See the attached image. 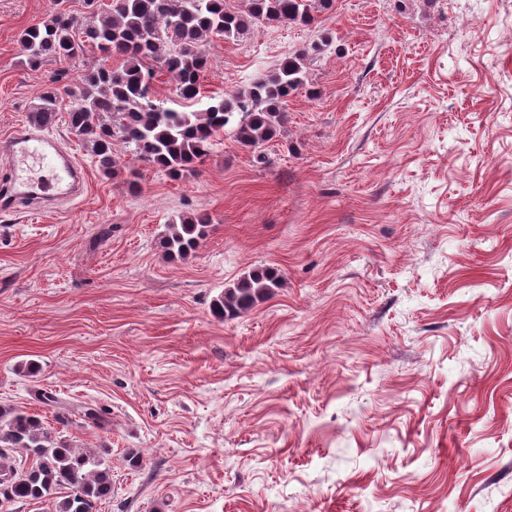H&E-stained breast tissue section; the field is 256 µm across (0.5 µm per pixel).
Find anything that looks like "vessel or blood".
Returning a JSON list of instances; mask_svg holds the SVG:
<instances>
[{
	"label": "vessel or blood",
	"instance_id": "obj_1",
	"mask_svg": "<svg viewBox=\"0 0 512 512\" xmlns=\"http://www.w3.org/2000/svg\"><path fill=\"white\" fill-rule=\"evenodd\" d=\"M85 170L70 149L39 127L21 128L0 143V211L20 205L44 211L83 191Z\"/></svg>",
	"mask_w": 512,
	"mask_h": 512
}]
</instances>
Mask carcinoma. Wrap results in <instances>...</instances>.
Segmentation results:
<instances>
[{"instance_id":"obj_1","label":"carcinoma","mask_w":512,"mask_h":512,"mask_svg":"<svg viewBox=\"0 0 512 512\" xmlns=\"http://www.w3.org/2000/svg\"><path fill=\"white\" fill-rule=\"evenodd\" d=\"M50 17L24 29L19 36L26 63L67 62L96 48L101 61L89 67L82 85L67 90L72 98L68 124L89 140L96 167L106 176L121 171L113 139L133 147L137 157L172 179L201 164L215 138L235 115L236 141L268 162L265 148L287 121L288 98L308 82V50L284 57L269 78L222 98L202 112L164 108L152 92L154 70L165 69L180 98L194 102L200 77L209 67V43L214 37L237 41L261 25L309 26L314 14L332 8L334 0H241L237 8L226 0H111L104 8L78 19L56 0ZM120 61L112 66V60ZM63 97L49 90L29 112L35 125H51ZM211 218L206 212L184 214L167 225L161 246L184 256L206 238ZM282 287L270 268L254 269L224 288L213 303V314L233 320ZM53 512H96L97 502L112 494V478L99 456L77 451L51 435L41 419L0 405V512L18 502H39L56 490Z\"/></svg>"}]
</instances>
